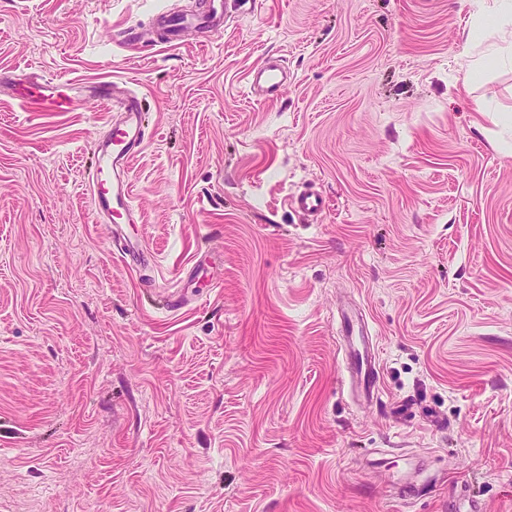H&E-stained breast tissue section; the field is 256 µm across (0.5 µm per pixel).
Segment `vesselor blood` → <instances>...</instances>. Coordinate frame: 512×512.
I'll return each mask as SVG.
<instances>
[{
  "instance_id": "obj_1",
  "label": "vessel or blood",
  "mask_w": 512,
  "mask_h": 512,
  "mask_svg": "<svg viewBox=\"0 0 512 512\" xmlns=\"http://www.w3.org/2000/svg\"><path fill=\"white\" fill-rule=\"evenodd\" d=\"M223 10L215 0L205 12L192 16H179L177 29L190 26L211 31L221 30ZM250 91L260 99H277L288 85V73L277 58H268L265 64L252 72L249 79ZM98 94L96 100L108 111L117 113V120L109 123L94 143V161L88 175V187L96 216L100 223L112 224L116 220L132 224L136 213L131 205L129 167L133 158L141 151L146 138L143 100L135 92H116L109 81L94 84ZM58 84L50 79L36 83L34 93L24 96V104L36 108H48L56 112L68 111L72 100L59 94ZM291 207L303 214L313 216L322 212L325 199L317 193L303 190L289 199ZM365 332L363 319L344 317L341 340L348 351L353 377L365 393H373L378 380V366L374 354L358 337Z\"/></svg>"
}]
</instances>
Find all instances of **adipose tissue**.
<instances>
[{
    "instance_id": "1",
    "label": "adipose tissue",
    "mask_w": 512,
    "mask_h": 512,
    "mask_svg": "<svg viewBox=\"0 0 512 512\" xmlns=\"http://www.w3.org/2000/svg\"><path fill=\"white\" fill-rule=\"evenodd\" d=\"M483 13L477 30H488L490 44L475 61V71L512 68V0H481Z\"/></svg>"
}]
</instances>
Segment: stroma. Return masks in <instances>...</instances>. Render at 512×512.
Returning a JSON list of instances; mask_svg holds the SVG:
<instances>
[{"label":"stroma","instance_id":"1","mask_svg":"<svg viewBox=\"0 0 512 512\" xmlns=\"http://www.w3.org/2000/svg\"><path fill=\"white\" fill-rule=\"evenodd\" d=\"M202 2L0 0V72L73 101L0 92V512H512V69L473 76L475 0H224L158 43ZM102 78L152 131L139 269L87 187ZM307 187L315 218L286 203ZM215 1L221 0H211V2L208 3L207 10L199 15H182L176 18V26L173 32H178L190 26L205 28L209 31L221 30L224 20L222 4H216ZM248 81L251 93L264 101H272L288 86V72L276 57H269L262 67L251 73ZM36 91L23 97L24 104L36 108H48L55 112H68L72 105V99L64 97L61 91H55L63 86L61 83L50 79H40L34 84ZM48 93V94H47ZM365 332V323L361 315L356 320L345 316L341 327V340L348 350L350 359V368L352 377H355L358 383L363 387L367 396L373 395L378 380V366L375 355L367 347L365 342L357 334L363 335Z\"/></svg>","mask_w":512,"mask_h":512}]
</instances>
